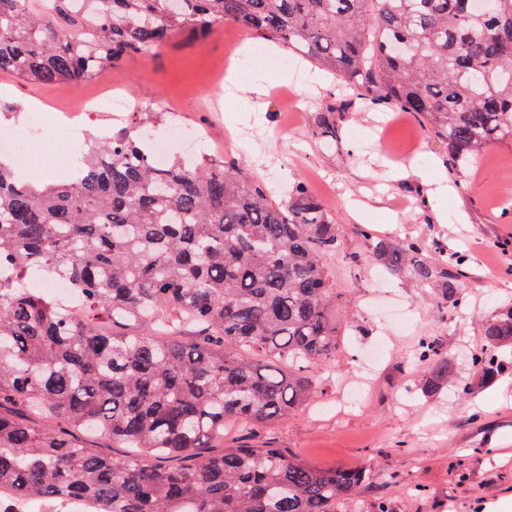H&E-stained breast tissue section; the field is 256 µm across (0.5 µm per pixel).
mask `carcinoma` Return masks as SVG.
Returning <instances> with one entry per match:
<instances>
[{
	"label": "carcinoma",
	"mask_w": 512,
	"mask_h": 512,
	"mask_svg": "<svg viewBox=\"0 0 512 512\" xmlns=\"http://www.w3.org/2000/svg\"><path fill=\"white\" fill-rule=\"evenodd\" d=\"M0 0V72L79 84L167 39L231 21L423 118L459 174L512 144V0ZM139 121L75 151L74 176L36 186L0 159V512L15 500L57 512H342L365 470L317 467L282 448H225L224 424L288 418L317 393L339 353L327 260L343 229L299 181L277 201L222 165L158 160ZM312 136L336 140L325 104ZM372 262L442 285L462 304L465 256L421 238L388 241L361 225ZM62 276L75 316L36 288ZM481 377L512 345V309L483 326ZM424 392L453 378L429 336ZM99 434L114 457L81 434Z\"/></svg>",
	"instance_id": "cac0c4a2"
}]
</instances>
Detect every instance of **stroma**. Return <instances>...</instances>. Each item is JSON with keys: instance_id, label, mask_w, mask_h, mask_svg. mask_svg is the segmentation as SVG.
Wrapping results in <instances>:
<instances>
[{"instance_id": "35a3bbf8", "label": "stroma", "mask_w": 512, "mask_h": 512, "mask_svg": "<svg viewBox=\"0 0 512 512\" xmlns=\"http://www.w3.org/2000/svg\"><path fill=\"white\" fill-rule=\"evenodd\" d=\"M238 38L254 36L231 22L203 38L180 35L98 78L123 82L141 106L164 111L156 133L168 139L170 154L230 163L263 180L279 199L289 185L304 182L344 229L331 262L344 351L324 373L311 405L268 426H226L225 447L272 444L316 466L366 469L368 480L346 512H367L378 499L392 512H512V353H502L503 369L489 383L470 363L483 345L482 324L512 307V209L501 204L512 198V144L489 147L466 170L465 191L450 189L440 200L448 221L437 223L420 179L396 180L391 171L409 164L428 170L433 161L447 160V143L423 133L416 115L371 105L345 82L292 55L282 54L276 73H264L271 92L245 106L239 128L247 139L228 142L224 78L212 74L211 65L235 53ZM0 101L34 106L20 116L38 133L18 173L32 182L66 181L63 166L42 163L59 147L52 138L60 101L54 86L0 73ZM325 103L338 107L337 138L328 144L309 133ZM177 126L201 130L206 142L185 151L170 138ZM357 224L392 240L423 238L466 255L464 303L443 309L436 305L440 287L379 265L351 266V257L366 251L353 230ZM375 297L400 310L396 324L381 326L368 313ZM422 336L433 337L454 365V384L434 395L416 387ZM372 347L382 357L376 375L355 407L337 411L358 377L360 352ZM459 382L471 383V395H458Z\"/></svg>"}]
</instances>
